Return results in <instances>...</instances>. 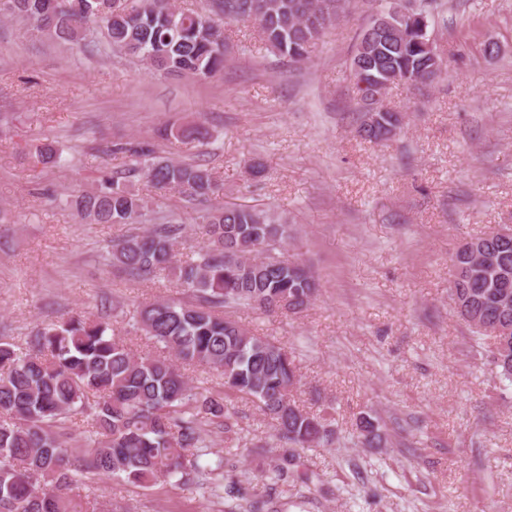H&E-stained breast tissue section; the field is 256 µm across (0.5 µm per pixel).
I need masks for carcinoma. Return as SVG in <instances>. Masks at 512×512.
<instances>
[{
    "label": "carcinoma",
    "instance_id": "obj_1",
    "mask_svg": "<svg viewBox=\"0 0 512 512\" xmlns=\"http://www.w3.org/2000/svg\"><path fill=\"white\" fill-rule=\"evenodd\" d=\"M227 21H254L263 41L294 61L346 12L350 0H214ZM103 0H7L6 17L29 34L61 44L92 45L101 54L138 59L162 75L211 79L224 70V38L206 29V15L183 10L172 0H120L100 22L90 19ZM434 26L437 0H406ZM432 32L387 38L365 53L356 48L351 68L361 99H371V76L410 77L423 84L438 77ZM161 137L198 140L197 131L166 127ZM116 153L131 161L128 173L164 190L208 202L224 185L197 165L162 157L142 143H121ZM43 165L67 163L46 142L36 153ZM79 217L93 224H139L148 201L132 192L123 177H106L99 187L71 198ZM203 244L177 258L184 225L155 224L134 232L107 250L109 265L130 276L170 272L177 288L196 303L160 299L143 305L136 329L160 345L162 354H136L100 318L69 316L37 327L26 350L0 342V512H101L103 504L85 495L68 496L75 473L95 471L108 478L147 486L161 479L181 484L220 474L224 459L211 454L207 430H230L229 395L254 402L272 420L277 454L268 474L271 486L251 505L274 512L277 487L296 480L300 451L333 439L334 430L296 403L298 381L293 352L253 333L219 310L239 306L264 313L299 314L318 295L315 275L283 252L290 238L287 218L269 209L209 206L199 216ZM450 299L458 316L480 340H491L500 375L512 383V338L502 343L488 328L512 321V239L487 232L451 257ZM217 373L223 390H198L185 370ZM94 402H89V397ZM77 426L82 447L67 429ZM357 439L371 447L382 439L370 416L356 423Z\"/></svg>",
    "mask_w": 512,
    "mask_h": 512
}]
</instances>
